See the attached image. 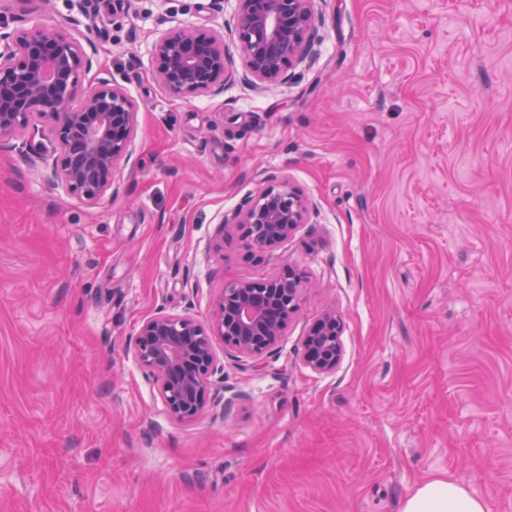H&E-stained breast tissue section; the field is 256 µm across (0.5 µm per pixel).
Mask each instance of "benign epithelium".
I'll return each instance as SVG.
<instances>
[{
	"label": "benign epithelium",
	"instance_id": "1",
	"mask_svg": "<svg viewBox=\"0 0 512 512\" xmlns=\"http://www.w3.org/2000/svg\"><path fill=\"white\" fill-rule=\"evenodd\" d=\"M230 33L242 58L248 83L256 90L289 80L287 68L306 62L317 39L313 0H238ZM106 14H128L132 0H101ZM71 20L8 29L0 22V142L24 136L34 116L49 121L25 142V160L46 172L48 181L99 203L114 187L121 161L131 156L136 127L132 100L118 84L86 85L91 67L86 49L68 28ZM153 77L176 97L209 95L224 87L231 57L224 29L202 31L177 23L161 30L153 45ZM313 204L286 177H271L246 198L223 228L245 226L248 245L273 249L310 221ZM306 278L288 267L262 281H238L215 296L209 315L160 311L144 319L133 339V354L152 380L168 414L192 421L209 407L215 381H224V355L260 370L274 354L298 311ZM342 320L324 313L302 341L304 362L329 374L342 358Z\"/></svg>",
	"mask_w": 512,
	"mask_h": 512
}]
</instances>
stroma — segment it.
Returning <instances> with one entry per match:
<instances>
[{
    "instance_id": "obj_1",
    "label": "stroma",
    "mask_w": 512,
    "mask_h": 512,
    "mask_svg": "<svg viewBox=\"0 0 512 512\" xmlns=\"http://www.w3.org/2000/svg\"><path fill=\"white\" fill-rule=\"evenodd\" d=\"M82 16L84 83L136 108L134 164L97 205L0 145V512H398L445 475L512 512V0H314L309 67L253 90L169 94L152 44L237 0ZM68 0H0L51 24ZM317 210L272 250L221 219L266 176ZM309 286L263 371L224 363L213 408L169 416L130 341L157 311L206 319L225 285ZM342 360L302 339L327 309ZM342 328L340 316L335 309H330L304 336L302 357L315 372L329 374L336 370L342 358Z\"/></svg>"
}]
</instances>
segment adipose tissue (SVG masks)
Masks as SVG:
<instances>
[{
	"label": "adipose tissue",
	"instance_id": "adipose-tissue-1",
	"mask_svg": "<svg viewBox=\"0 0 512 512\" xmlns=\"http://www.w3.org/2000/svg\"><path fill=\"white\" fill-rule=\"evenodd\" d=\"M399 512H489L487 503L447 477L424 482L402 501Z\"/></svg>",
	"mask_w": 512,
	"mask_h": 512
}]
</instances>
